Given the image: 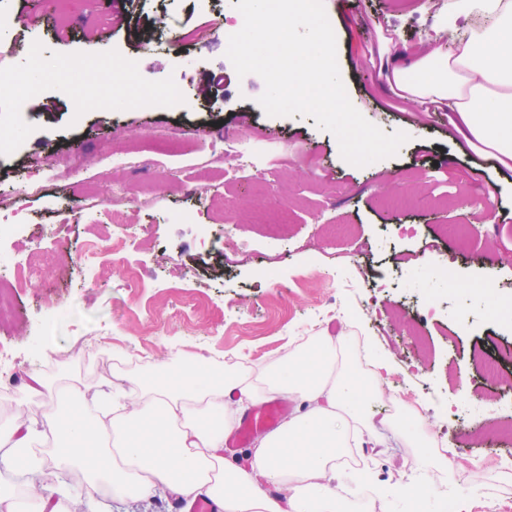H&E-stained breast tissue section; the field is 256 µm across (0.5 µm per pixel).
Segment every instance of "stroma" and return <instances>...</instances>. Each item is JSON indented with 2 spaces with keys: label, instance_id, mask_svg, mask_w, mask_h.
<instances>
[{
  "label": "stroma",
  "instance_id": "35a3bbf8",
  "mask_svg": "<svg viewBox=\"0 0 512 512\" xmlns=\"http://www.w3.org/2000/svg\"><path fill=\"white\" fill-rule=\"evenodd\" d=\"M118 5L138 18L139 31H113ZM447 7L326 0L352 104L383 131L409 136L395 156L358 167L314 118L262 110L263 80L238 77L222 32L208 28L214 15L232 12L231 0H69L62 19L50 0H8L12 74L27 73L36 48L61 73L35 106L21 104L19 144L0 155V202L24 203L22 230L4 247L23 263L49 258L0 319V344L11 350L0 361V392L17 396L40 375L50 415L60 408L52 391L65 383L89 398L203 353L260 371L304 339L355 334L392 365L381 379L385 398L368 406L374 421L391 418L394 402L419 403L412 428L455 451V477L475 459L484 482L512 483L497 467L512 460V439L494 432L512 419V396L485 410L498 395L476 358L491 352L512 376V322L498 320L476 291L488 283L498 302H512V170L473 151L444 113L387 100L377 68L361 60L382 36L436 49ZM93 33L120 59L113 80L121 95L175 83L181 98L153 110L78 113L90 86L68 83L64 71L89 58ZM211 73L224 76L215 97L205 90ZM164 130L177 131L178 143L160 145ZM227 130L246 141L249 165L227 150ZM121 147L130 151L125 167L107 170L104 152ZM120 187L136 226L126 244L132 281L80 263L111 232L102 204ZM398 197L406 207H391ZM283 208L285 224L259 216ZM456 217L469 224L466 234L449 230ZM441 268L469 289L448 295L447 283L427 275ZM84 348L120 350L141 366L87 373ZM55 350L62 362L50 361ZM412 454L394 441L369 449L349 496L354 512H404L406 498L386 503L374 489L434 478L433 466L405 467ZM99 500L103 512H171L178 497L104 492Z\"/></svg>",
  "mask_w": 512,
  "mask_h": 512
}]
</instances>
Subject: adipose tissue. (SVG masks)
<instances>
[{
    "mask_svg": "<svg viewBox=\"0 0 512 512\" xmlns=\"http://www.w3.org/2000/svg\"><path fill=\"white\" fill-rule=\"evenodd\" d=\"M487 10L494 24L451 52L417 53L381 38L380 88L438 105L473 150L512 169V0H490ZM335 362L336 345L323 336L308 349L288 350L257 383L237 372L218 378L211 369L185 366L149 383L132 382L91 405L78 386L60 388L68 409L44 418L38 415L40 391L30 387L10 424L0 427V462L22 476L27 493L0 484V512H61L47 506L55 497L90 507L105 485L120 497H204L224 512H348L343 490L350 475L340 459L349 446L378 442L367 407L382 396L379 378L389 363L375 358L367 377L355 355H346L337 375ZM273 392L300 401L302 412L259 437L243 459L225 462L224 436L237 424L228 404L245 408ZM411 422L403 415L388 423L413 451L407 466L431 460L438 472H451L452 459L431 457V437L412 431ZM42 432L53 438L59 469L79 471V483L45 481L30 452Z\"/></svg>",
    "mask_w": 512,
    "mask_h": 512,
    "instance_id": "1",
    "label": "adipose tissue"
}]
</instances>
